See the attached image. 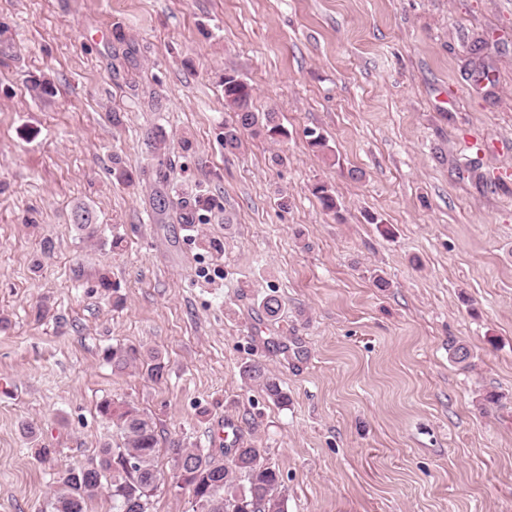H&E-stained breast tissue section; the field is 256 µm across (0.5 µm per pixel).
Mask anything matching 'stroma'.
I'll return each mask as SVG.
<instances>
[{"label":"stroma","mask_w":512,"mask_h":512,"mask_svg":"<svg viewBox=\"0 0 512 512\" xmlns=\"http://www.w3.org/2000/svg\"><path fill=\"white\" fill-rule=\"evenodd\" d=\"M228 72L287 139L225 152ZM106 399L157 424L152 512L227 420L287 512H512V0H0V512L122 444ZM180 204V220L183 224H196L201 222L202 213L208 212L217 206L215 199L211 197L195 196L188 201H181ZM242 375L246 381L259 386L275 403L287 405L288 395L283 391L276 377L262 364L252 363L243 367Z\"/></svg>","instance_id":"obj_1"}]
</instances>
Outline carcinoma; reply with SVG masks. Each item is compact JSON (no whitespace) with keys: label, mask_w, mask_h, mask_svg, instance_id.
I'll list each match as a JSON object with an SVG mask.
<instances>
[{"label":"carcinoma","mask_w":512,"mask_h":512,"mask_svg":"<svg viewBox=\"0 0 512 512\" xmlns=\"http://www.w3.org/2000/svg\"><path fill=\"white\" fill-rule=\"evenodd\" d=\"M224 106L231 112V119L224 122V149L229 152L242 146L245 132L268 140L288 135L277 113L254 110L249 84L225 80ZM312 194L325 211L339 215L341 205L330 187L316 183ZM216 206L211 197L182 201L180 220L199 223L202 213ZM106 359L122 371L136 360V351L114 348L106 353ZM242 375L273 402L288 404V394L262 364L244 366ZM98 411L122 433L123 443L117 448L106 443L86 465L65 470L57 480L51 512H87L88 502L103 491L112 500V512H125L129 503L140 504V512H152V498L161 481L155 462L158 435L153 419L129 403L107 399ZM261 457V449L241 437L218 455L177 442L173 444V478L177 487L189 489L194 512H287L279 473L263 464Z\"/></svg>","instance_id":"1"}]
</instances>
